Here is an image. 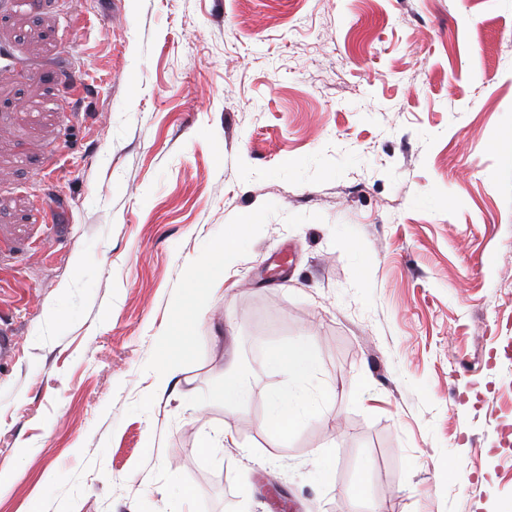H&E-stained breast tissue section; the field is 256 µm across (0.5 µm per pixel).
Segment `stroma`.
<instances>
[{
	"label": "stroma",
	"instance_id": "35a3bbf8",
	"mask_svg": "<svg viewBox=\"0 0 512 512\" xmlns=\"http://www.w3.org/2000/svg\"><path fill=\"white\" fill-rule=\"evenodd\" d=\"M2 41L89 90L0 74V512H512V0H46ZM269 360L288 374L294 383L306 380L315 369V360L308 341L284 347L269 354ZM250 396V388L235 372L224 376V398L235 402H245ZM321 414L320 406L297 391H273L269 395V410L262 426L287 438L306 417Z\"/></svg>",
	"mask_w": 512,
	"mask_h": 512
}]
</instances>
